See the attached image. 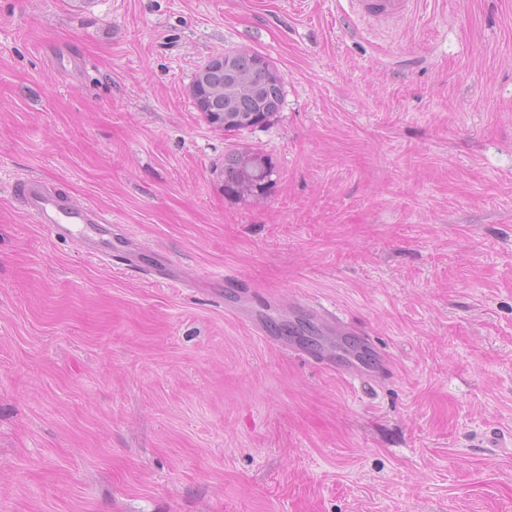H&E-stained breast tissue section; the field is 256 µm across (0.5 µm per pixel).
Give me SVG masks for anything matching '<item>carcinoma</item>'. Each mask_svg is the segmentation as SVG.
<instances>
[{
  "label": "carcinoma",
  "instance_id": "carcinoma-1",
  "mask_svg": "<svg viewBox=\"0 0 512 512\" xmlns=\"http://www.w3.org/2000/svg\"><path fill=\"white\" fill-rule=\"evenodd\" d=\"M259 57L256 52L236 50L233 67L245 79V84L235 87L228 84L224 68L210 60L195 74L190 93L198 111L210 114L207 121L219 128L221 124L213 119V114L222 112L227 104L235 111L251 112L281 111L284 100V81L276 70H263L255 66ZM256 154L232 153L224 158V180L239 178L250 162L260 161Z\"/></svg>",
  "mask_w": 512,
  "mask_h": 512
}]
</instances>
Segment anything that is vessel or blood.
Wrapping results in <instances>:
<instances>
[{"label": "vessel or blood", "mask_w": 512, "mask_h": 512, "mask_svg": "<svg viewBox=\"0 0 512 512\" xmlns=\"http://www.w3.org/2000/svg\"><path fill=\"white\" fill-rule=\"evenodd\" d=\"M357 16L396 20L408 14L413 0H352ZM15 192L24 209L55 233L71 237L90 257L111 261L112 218L94 207L69 202L40 182L26 179L16 184Z\"/></svg>", "instance_id": "1"}]
</instances>
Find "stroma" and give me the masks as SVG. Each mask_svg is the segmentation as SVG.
I'll use <instances>...</instances> for the list:
<instances>
[{
	"mask_svg": "<svg viewBox=\"0 0 512 512\" xmlns=\"http://www.w3.org/2000/svg\"><path fill=\"white\" fill-rule=\"evenodd\" d=\"M243 49L284 103L226 132L190 85ZM0 512H512V0H0ZM355 13L362 18L396 20L408 14L413 0H352ZM268 159L256 154L232 153L224 158V183L228 180L238 179L245 171L249 162ZM24 209L41 224L77 242L82 252L112 262V216L94 207L69 202L40 182L25 179L15 186Z\"/></svg>",
	"mask_w": 512,
	"mask_h": 512,
	"instance_id": "stroma-1",
	"label": "stroma"
}]
</instances>
